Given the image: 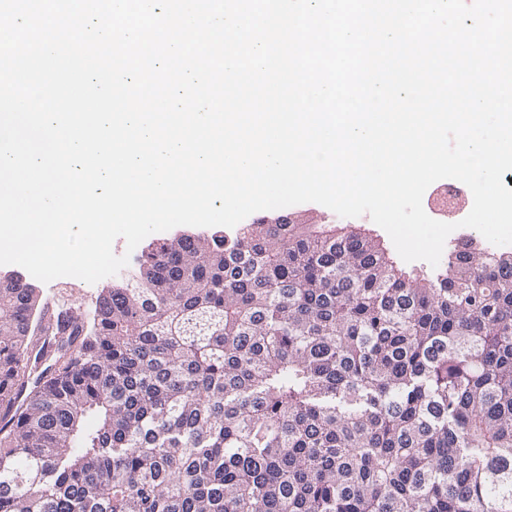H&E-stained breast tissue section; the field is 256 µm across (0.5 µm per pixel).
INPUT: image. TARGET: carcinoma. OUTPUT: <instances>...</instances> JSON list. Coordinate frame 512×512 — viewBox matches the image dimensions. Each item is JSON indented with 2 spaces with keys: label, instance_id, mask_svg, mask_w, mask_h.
I'll list each match as a JSON object with an SVG mask.
<instances>
[{
  "label": "carcinoma",
  "instance_id": "carcinoma-1",
  "mask_svg": "<svg viewBox=\"0 0 512 512\" xmlns=\"http://www.w3.org/2000/svg\"><path fill=\"white\" fill-rule=\"evenodd\" d=\"M134 274L73 327L0 287V512H512V251L262 216Z\"/></svg>",
  "mask_w": 512,
  "mask_h": 512
}]
</instances>
